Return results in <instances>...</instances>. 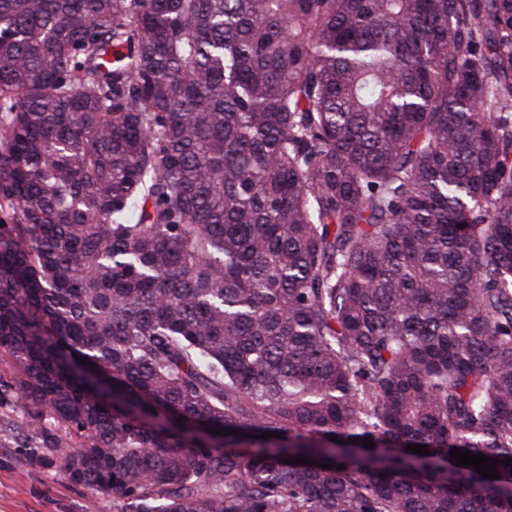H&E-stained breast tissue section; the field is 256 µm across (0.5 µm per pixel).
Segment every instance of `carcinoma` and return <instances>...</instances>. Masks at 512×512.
Segmentation results:
<instances>
[{"mask_svg": "<svg viewBox=\"0 0 512 512\" xmlns=\"http://www.w3.org/2000/svg\"><path fill=\"white\" fill-rule=\"evenodd\" d=\"M0 356L112 512H512V0H0Z\"/></svg>", "mask_w": 512, "mask_h": 512, "instance_id": "cac0c4a2", "label": "carcinoma"}]
</instances>
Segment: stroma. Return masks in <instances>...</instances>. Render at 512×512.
I'll return each instance as SVG.
<instances>
[{
  "mask_svg": "<svg viewBox=\"0 0 512 512\" xmlns=\"http://www.w3.org/2000/svg\"><path fill=\"white\" fill-rule=\"evenodd\" d=\"M14 363L0 357V512H112V500L64 479L42 462L45 438L63 448L76 447L79 439L68 426L43 420L42 431L21 429L26 414L13 383Z\"/></svg>",
  "mask_w": 512,
  "mask_h": 512,
  "instance_id": "stroma-1",
  "label": "stroma"
}]
</instances>
